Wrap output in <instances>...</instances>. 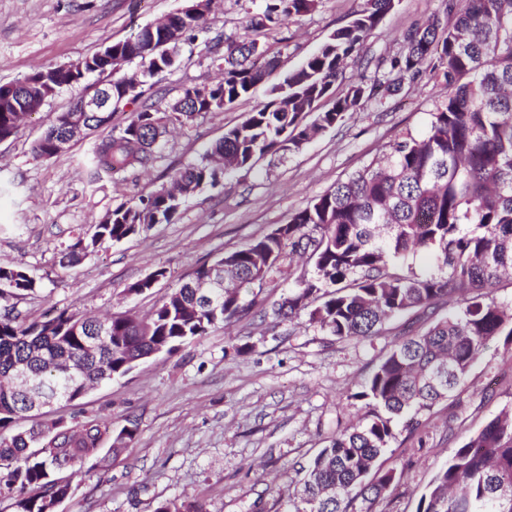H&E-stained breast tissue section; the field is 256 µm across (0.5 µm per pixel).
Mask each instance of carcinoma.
Wrapping results in <instances>:
<instances>
[{
  "instance_id": "1",
  "label": "carcinoma",
  "mask_w": 512,
  "mask_h": 512,
  "mask_svg": "<svg viewBox=\"0 0 512 512\" xmlns=\"http://www.w3.org/2000/svg\"><path fill=\"white\" fill-rule=\"evenodd\" d=\"M396 0H364L344 25L333 30L298 68L269 89V100L228 128L200 160L172 177L181 187L175 197L162 186L107 211L92 234H80L61 252L63 268L79 265L102 248L138 234L152 224L172 223L186 199L216 187L225 172L211 159L223 157L233 170H251L265 156L298 152L325 131L341 124L362 103L382 101L423 80L443 84L426 131L395 138L377 161L351 174L288 223L214 263L198 267L193 278L210 279L224 266L226 285L213 294V306L194 308V291L180 284L149 318L118 312L100 320L67 310L41 321L0 315V498L11 512H54L68 497L70 481L61 468L108 451L131 446L134 422L116 429L99 419L69 425L62 418L42 428L15 426L34 402L81 399L94 386L130 373L151 354H171L205 336L219 324L243 314L249 286L262 284L279 269L285 249L306 257L307 267L288 272L293 287L277 313L310 320L343 339L380 333L389 321L421 312L425 327L403 333L382 357L353 398L364 402L365 422L344 430L306 466L301 502L304 512H357L356 501L373 503L397 480L376 470L390 447L395 426L448 398L465 382L478 353L492 340L512 344V301L496 297L501 277L512 274V0H447L441 15L414 22L403 33L398 52L377 61L373 79L335 94L348 60L366 52V43L394 9ZM319 0H264L249 19L261 36L286 17L312 13ZM207 13L178 12L169 17L179 37L139 27L109 45L111 60H78L71 67L36 70L22 79L43 109L65 88L89 75L112 76L94 87L112 88L117 105L144 95L145 79L180 65L179 45L204 29ZM223 71L207 99L182 89L184 112L171 102L144 104L117 134L101 140L92 164L113 177L147 166L161 151L159 137L168 125H184L202 114L222 112L250 96L277 68L259 40L224 39ZM136 61L140 74L124 73ZM20 90L0 84V141L21 122ZM72 113L56 122L34 145L41 158L56 156L54 143ZM427 253L430 267L416 271L409 254ZM37 281L23 267H0V299L21 298ZM455 298L444 317V299ZM26 364L43 387L25 397L10 381ZM155 512H203L195 501L160 503ZM415 512H512V412L503 411L460 447L420 495Z\"/></svg>"
}]
</instances>
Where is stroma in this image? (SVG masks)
Instances as JSON below:
<instances>
[{
	"mask_svg": "<svg viewBox=\"0 0 512 512\" xmlns=\"http://www.w3.org/2000/svg\"><path fill=\"white\" fill-rule=\"evenodd\" d=\"M361 2L322 0L316 11L284 20L263 44L278 57L280 71L299 66ZM186 4L0 0V84L92 56ZM256 8L255 0H214L207 32L182 44L177 69L153 78V99L217 81L211 43L251 38L246 24ZM441 9V0H399L369 38L365 56L348 61L340 88L369 79L373 58L395 53L412 22ZM85 92L82 85L64 90L0 142V266L24 267L36 278L35 293L14 302L30 321L65 309L147 316L195 268L287 223L337 181L381 158L399 132H422L445 95L442 84L424 81L387 96L384 105L365 103L301 152L262 159L252 171L198 192L174 223L151 225L64 268L60 253L79 233L117 204L169 183L176 169L199 160L268 99L262 85L231 108L169 127L160 158L111 180L94 177L93 150L127 124L141 101L123 102L109 125L70 150L47 160L33 153L58 113ZM158 268L166 269L165 279L144 294L127 295L131 283ZM291 285L278 275L252 286L254 305L243 317L147 359L60 409L70 423L106 418L120 427L135 421L137 438L132 447L66 470L72 492L57 512H155L159 503L186 499L197 500L205 512H292L301 466L362 419L356 392L416 314L406 313L371 339L339 340L308 314L290 320L277 315ZM505 408H512V346L499 337L482 350L464 386L419 414L417 428H397L377 466L401 480L369 512H414L454 448Z\"/></svg>",
	"mask_w": 512,
	"mask_h": 512,
	"instance_id": "stroma-1",
	"label": "stroma"
}]
</instances>
